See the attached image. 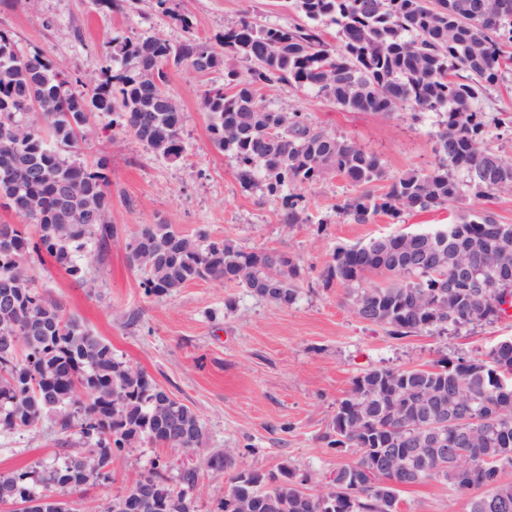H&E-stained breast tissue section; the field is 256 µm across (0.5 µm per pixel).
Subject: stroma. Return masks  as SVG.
Masks as SVG:
<instances>
[{"instance_id": "stroma-1", "label": "stroma", "mask_w": 512, "mask_h": 512, "mask_svg": "<svg viewBox=\"0 0 512 512\" xmlns=\"http://www.w3.org/2000/svg\"><path fill=\"white\" fill-rule=\"evenodd\" d=\"M179 3L202 40L245 17L265 25L304 22L286 0ZM0 29L22 49H41L84 92L93 85L110 38L158 37L174 45L184 38L181 28L158 11L155 0H121L116 7L97 0H0ZM223 82L220 70L170 68L169 92L184 116L185 152L177 163L118 133L111 115L91 113L75 158L89 167L106 162L112 181L109 220L116 234L93 256L87 284H79L51 258L27 264L40 291L111 343L118 358L197 412L207 431L205 445L193 450L149 444L128 449L113 460L111 481L78 493L81 512H103L154 460L163 461L173 485L184 467L219 448L233 449L235 463L221 470L201 469L195 512H215L234 469L268 472L284 460L297 473L311 474L316 491H326L332 471L355 459L353 451L328 448L322 435L356 376L377 366L481 359L496 343L512 339V315L443 336L424 333L401 339L356 318L346 304V288L325 284L322 278L333 251L445 224L450 214L443 208L412 210L397 218L380 215L369 224L354 223L339 205L357 188L331 174L295 188L302 221L282 223V194H269L261 177L251 189H242L235 159L212 145L200 92ZM266 99L277 108L306 112L313 124L374 151L388 176L427 170L437 161L435 113L407 108L388 117L347 112L315 91L286 86L267 91ZM486 110L502 121L488 146L512 159V76L489 92ZM158 222L187 234L203 227L212 238H230L247 249L288 252L299 265L295 303L278 306L211 281L187 284L170 295L146 294L141 272L129 262V245L140 225ZM78 446L77 434L61 431L52 416L32 428L2 430L0 472L48 463ZM400 499L401 512H469L467 496L437 482L402 489Z\"/></svg>"}]
</instances>
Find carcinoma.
<instances>
[{"label": "carcinoma", "instance_id": "cac0c4a2", "mask_svg": "<svg viewBox=\"0 0 512 512\" xmlns=\"http://www.w3.org/2000/svg\"><path fill=\"white\" fill-rule=\"evenodd\" d=\"M308 24L261 25L242 19L215 42L192 34L185 15L174 19L188 33L178 45L146 38L114 39L106 49L92 95L70 88L38 50H22L0 30V199L33 221L32 229L0 224V286L12 302L0 304V338L35 327L19 350L0 351V429L32 427L49 413L66 432L102 449L104 465L140 443L162 448H201L206 430L199 416L171 397L143 371L112 352V345L61 304L35 287L26 261L46 254L73 276L85 277L78 257L90 242L102 247L115 234L108 221L111 182L104 164L92 169L67 156L79 148L90 113L112 115V127L148 150L176 162L183 157V116L168 90V69L184 65L198 73L222 69V86L201 90L211 139L231 154L242 188L263 172L275 194L311 185L336 173L360 191L342 211L357 224L376 215L399 217L457 203L467 195L512 192V159L484 143L489 127L484 99L512 72V0L494 21L472 14L478 0H291ZM335 26L340 44L323 38ZM277 85L313 89L350 112L390 116L408 107L440 117L435 167L387 176L381 158L356 141L313 125L305 113L262 104V91ZM22 163L38 173L18 187L9 174ZM383 182L384 192L371 186ZM66 208L70 224L56 222ZM130 247V263L143 271L148 295L172 294L195 281L243 288L276 305L298 294V263L277 249L247 250L234 240L210 239L201 229L189 236L170 224H142ZM485 254L512 272V224L490 212L462 210L453 224L379 236L341 246L323 280L349 286L347 305L364 322L386 327L395 338L445 335L491 324L507 314L501 294L512 280L491 267L469 281L448 271L468 252ZM378 276L382 282H368ZM472 412L457 424L462 402ZM467 435L464 451L477 462L441 463L436 436L453 447ZM327 447L354 450L357 459L334 470L325 493L297 476L288 462L263 473L239 469L216 512H398L402 488L446 482L458 494L474 493L470 512H512V484L500 481L501 458L512 457V345L498 343L485 358L444 366L374 367L354 378L322 436ZM395 461L413 451L424 465L406 475L381 468L382 449ZM71 456L21 472L0 473V502L41 497L46 490L74 494L92 481L70 474ZM160 461L135 483L155 487L151 512H194L189 492L199 471L180 472L179 488L159 473Z\"/></svg>", "mask_w": 512, "mask_h": 512}]
</instances>
